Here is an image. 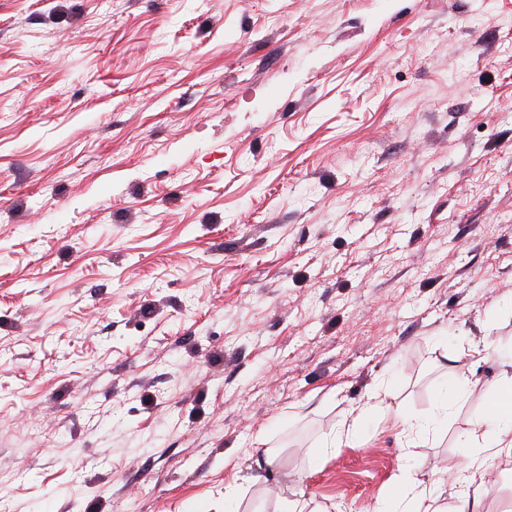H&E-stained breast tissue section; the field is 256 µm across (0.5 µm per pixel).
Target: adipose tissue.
Instances as JSON below:
<instances>
[{
  "label": "adipose tissue",
  "instance_id": "ef3b65f1",
  "mask_svg": "<svg viewBox=\"0 0 512 512\" xmlns=\"http://www.w3.org/2000/svg\"><path fill=\"white\" fill-rule=\"evenodd\" d=\"M468 465L455 473L456 481L473 484L482 475L486 455L512 457V378L505 379L496 393L481 430L463 446Z\"/></svg>",
  "mask_w": 512,
  "mask_h": 512
}]
</instances>
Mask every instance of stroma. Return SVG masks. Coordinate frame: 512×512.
<instances>
[{"mask_svg":"<svg viewBox=\"0 0 512 512\" xmlns=\"http://www.w3.org/2000/svg\"><path fill=\"white\" fill-rule=\"evenodd\" d=\"M509 347L512 0H0V512H512ZM480 426L482 430L479 433L475 430L470 441L462 445L463 454L470 461L464 469L455 472L458 482L473 484L478 477L481 480L485 462L483 453L512 457V377L504 378L496 400L491 403L487 418ZM396 498L394 512H436L432 509L431 484L408 478L393 490Z\"/></svg>","mask_w":512,"mask_h":512,"instance_id":"obj_1","label":"stroma"}]
</instances>
